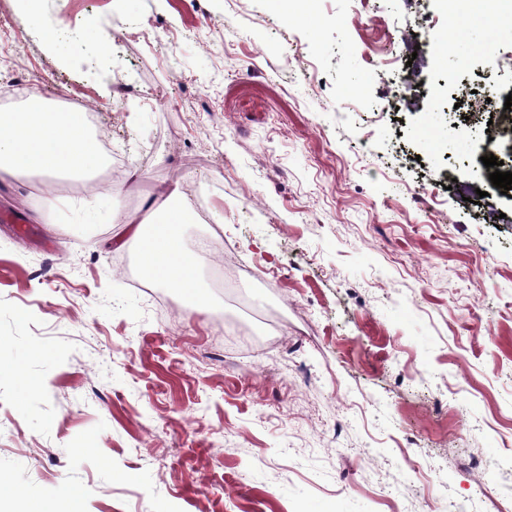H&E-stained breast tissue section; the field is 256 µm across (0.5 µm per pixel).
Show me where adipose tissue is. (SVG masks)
I'll list each match as a JSON object with an SVG mask.
<instances>
[{
  "instance_id": "adipose-tissue-1",
  "label": "adipose tissue",
  "mask_w": 512,
  "mask_h": 512,
  "mask_svg": "<svg viewBox=\"0 0 512 512\" xmlns=\"http://www.w3.org/2000/svg\"><path fill=\"white\" fill-rule=\"evenodd\" d=\"M101 162L98 142L89 134L81 111L54 109L33 95L23 106L0 113V171L32 168L46 175H81ZM154 210L152 223L132 219L123 223L142 245V271L152 280L196 296V261L186 250L181 231L192 216L168 198L158 201Z\"/></svg>"
}]
</instances>
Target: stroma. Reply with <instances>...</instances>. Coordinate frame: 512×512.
I'll return each instance as SVG.
<instances>
[{
  "label": "stroma",
  "mask_w": 512,
  "mask_h": 512,
  "mask_svg": "<svg viewBox=\"0 0 512 512\" xmlns=\"http://www.w3.org/2000/svg\"><path fill=\"white\" fill-rule=\"evenodd\" d=\"M498 9L463 0L485 21L451 48L443 0H0V100L33 74L120 162L0 175V474L26 507L512 512V191L454 130L512 91ZM171 191L196 305L120 226Z\"/></svg>",
  "instance_id": "1"
}]
</instances>
